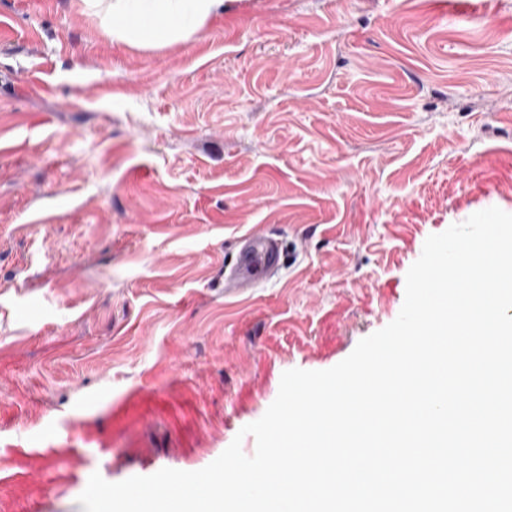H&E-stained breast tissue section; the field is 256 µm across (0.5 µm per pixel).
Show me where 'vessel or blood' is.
<instances>
[{
  "mask_svg": "<svg viewBox=\"0 0 512 512\" xmlns=\"http://www.w3.org/2000/svg\"><path fill=\"white\" fill-rule=\"evenodd\" d=\"M283 249L279 239L266 234L243 236L237 244L234 263L224 275V294L247 299L253 288L280 271Z\"/></svg>",
  "mask_w": 512,
  "mask_h": 512,
  "instance_id": "b4317fda",
  "label": "vessel or blood"
}]
</instances>
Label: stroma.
Instances as JSON below:
<instances>
[{
  "label": "stroma",
  "mask_w": 512,
  "mask_h": 512,
  "mask_svg": "<svg viewBox=\"0 0 512 512\" xmlns=\"http://www.w3.org/2000/svg\"><path fill=\"white\" fill-rule=\"evenodd\" d=\"M512 213V0H225L163 47L0 0V512L196 471ZM285 262L224 296L244 234Z\"/></svg>",
  "instance_id": "stroma-1"
}]
</instances>
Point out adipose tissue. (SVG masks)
I'll list each match as a JSON object with an SVG mask.
<instances>
[{
  "instance_id": "ef3b65f1",
  "label": "adipose tissue",
  "mask_w": 512,
  "mask_h": 512,
  "mask_svg": "<svg viewBox=\"0 0 512 512\" xmlns=\"http://www.w3.org/2000/svg\"><path fill=\"white\" fill-rule=\"evenodd\" d=\"M113 41L158 47L187 38L224 8V0H83Z\"/></svg>"
}]
</instances>
